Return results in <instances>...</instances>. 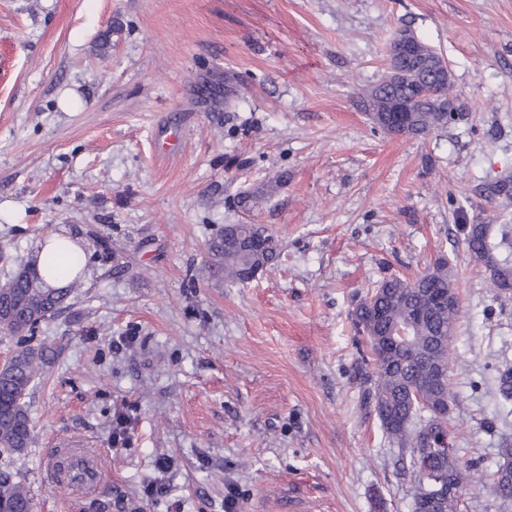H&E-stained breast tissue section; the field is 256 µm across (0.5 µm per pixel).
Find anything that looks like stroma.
<instances>
[{"instance_id":"stroma-1","label":"stroma","mask_w":512,"mask_h":512,"mask_svg":"<svg viewBox=\"0 0 512 512\" xmlns=\"http://www.w3.org/2000/svg\"><path fill=\"white\" fill-rule=\"evenodd\" d=\"M402 29L443 54L463 114L425 136L361 108ZM507 177L512 0H0V205L23 210L0 215V284L52 233L86 259L35 333L51 360L16 463L34 512H412L400 450L361 407L352 313L442 255L462 307L453 444L494 469L512 445V299L461 227L504 222L488 189ZM228 224L275 234L277 264L199 275ZM70 439L106 450L98 498L47 478ZM151 481L166 493L147 498Z\"/></svg>"}]
</instances>
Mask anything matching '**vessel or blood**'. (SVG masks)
I'll use <instances>...</instances> for the list:
<instances>
[{"label": "vessel or blood", "instance_id": "obj_1", "mask_svg": "<svg viewBox=\"0 0 512 512\" xmlns=\"http://www.w3.org/2000/svg\"><path fill=\"white\" fill-rule=\"evenodd\" d=\"M99 448H55L45 466L54 485L74 496L94 495L100 486Z\"/></svg>", "mask_w": 512, "mask_h": 512}]
</instances>
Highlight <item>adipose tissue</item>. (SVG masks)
Masks as SVG:
<instances>
[{"instance_id":"ef3b65f1","label":"adipose tissue","mask_w":512,"mask_h":512,"mask_svg":"<svg viewBox=\"0 0 512 512\" xmlns=\"http://www.w3.org/2000/svg\"><path fill=\"white\" fill-rule=\"evenodd\" d=\"M30 264L47 287L60 288L70 275L82 272L85 260L81 248L69 237L51 235L37 243Z\"/></svg>"}]
</instances>
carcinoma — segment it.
Segmentation results:
<instances>
[{
	"mask_svg": "<svg viewBox=\"0 0 512 512\" xmlns=\"http://www.w3.org/2000/svg\"><path fill=\"white\" fill-rule=\"evenodd\" d=\"M423 73L408 64L397 76L385 73L368 90L362 103L372 122L386 131L383 109L393 98L413 106L400 134L422 136L448 127L453 120L450 87L437 95L420 96ZM486 238L468 228L464 243L471 257L490 275L495 297L512 294V223L490 224ZM208 252L212 265L224 271V280L242 283L277 262L278 238L257 224H226L213 238ZM449 261L441 256L413 280L392 276L367 292L354 310V323L366 335L372 366L365 371L362 405L374 409L385 436L409 453L415 476L413 512H459L463 490L482 487L501 503H512V446L500 449L492 471L438 455L427 447L429 435L450 436L448 415L455 394L448 381V362L455 350L460 303H448L452 287ZM78 282L63 289L43 287L28 267L18 268L0 286V333L16 339V349L0 367V512H32L27 483L14 472V457L25 454L32 435L26 398L47 364L46 347L31 344L39 325L57 314ZM404 334L397 346L380 352L376 342ZM444 478L456 493L439 495L434 482Z\"/></svg>",
	"mask_w": 512,
	"mask_h": 512,
	"instance_id": "carcinoma-1",
	"label": "carcinoma"
}]
</instances>
